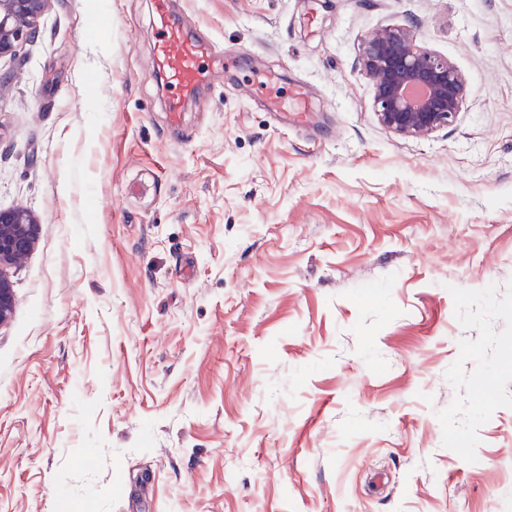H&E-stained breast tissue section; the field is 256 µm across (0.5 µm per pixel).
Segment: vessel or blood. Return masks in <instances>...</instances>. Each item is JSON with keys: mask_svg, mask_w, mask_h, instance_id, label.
Returning a JSON list of instances; mask_svg holds the SVG:
<instances>
[{"mask_svg": "<svg viewBox=\"0 0 512 512\" xmlns=\"http://www.w3.org/2000/svg\"><path fill=\"white\" fill-rule=\"evenodd\" d=\"M170 0H154L156 43L152 66L164 75L172 89L168 102L169 121L179 125L186 98L192 96L203 81L202 52L185 27L172 18Z\"/></svg>", "mask_w": 512, "mask_h": 512, "instance_id": "1", "label": "vessel or blood"}]
</instances>
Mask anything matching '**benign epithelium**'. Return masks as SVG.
I'll list each match as a JSON object with an SVG mask.
<instances>
[{
  "label": "benign epithelium",
  "instance_id": "benign-epithelium-1",
  "mask_svg": "<svg viewBox=\"0 0 512 512\" xmlns=\"http://www.w3.org/2000/svg\"><path fill=\"white\" fill-rule=\"evenodd\" d=\"M48 0H0V55L14 54L36 37V19ZM359 65L372 79L378 121L405 138H425L452 125L466 101L465 79L448 58L424 51L408 26L382 27L363 41ZM38 224L28 210L0 211V269L22 263ZM14 306L9 280L0 273V325Z\"/></svg>",
  "mask_w": 512,
  "mask_h": 512
}]
</instances>
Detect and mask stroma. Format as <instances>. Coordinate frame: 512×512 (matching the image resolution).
Wrapping results in <instances>:
<instances>
[{"mask_svg":"<svg viewBox=\"0 0 512 512\" xmlns=\"http://www.w3.org/2000/svg\"><path fill=\"white\" fill-rule=\"evenodd\" d=\"M170 7L224 55L178 131L153 0L0 57V512H512V0ZM408 24L467 85L426 138L358 63ZM37 227L24 208L0 211V325L8 321L14 306L13 290L2 268L20 264L28 257L36 241Z\"/></svg>","mask_w":512,"mask_h":512,"instance_id":"stroma-1","label":"stroma"}]
</instances>
